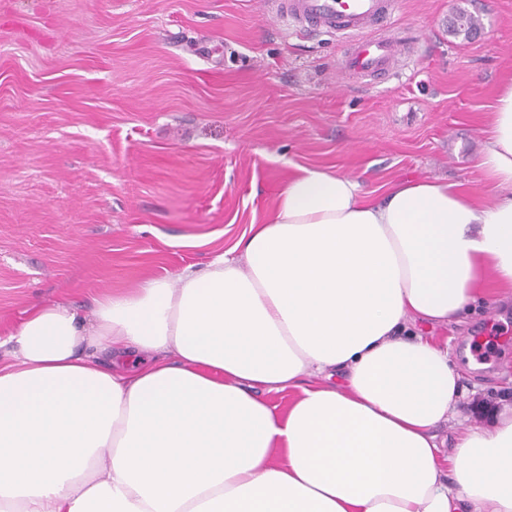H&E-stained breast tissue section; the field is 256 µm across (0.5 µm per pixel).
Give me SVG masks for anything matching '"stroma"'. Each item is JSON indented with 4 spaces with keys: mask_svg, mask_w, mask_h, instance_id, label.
Returning <instances> with one entry per match:
<instances>
[{
    "mask_svg": "<svg viewBox=\"0 0 512 512\" xmlns=\"http://www.w3.org/2000/svg\"><path fill=\"white\" fill-rule=\"evenodd\" d=\"M407 52L346 77L349 36L261 0H0V340L33 307L176 275L261 223L299 165L371 190L420 177L494 194L479 151L512 76V0H397ZM479 16L469 37L457 12ZM465 412L512 404V305L431 329Z\"/></svg>",
    "mask_w": 512,
    "mask_h": 512,
    "instance_id": "1",
    "label": "stroma"
}]
</instances>
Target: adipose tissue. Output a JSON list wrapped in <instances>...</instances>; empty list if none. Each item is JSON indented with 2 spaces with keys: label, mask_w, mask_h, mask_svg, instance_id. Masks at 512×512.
Segmentation results:
<instances>
[{
  "label": "adipose tissue",
  "mask_w": 512,
  "mask_h": 512,
  "mask_svg": "<svg viewBox=\"0 0 512 512\" xmlns=\"http://www.w3.org/2000/svg\"><path fill=\"white\" fill-rule=\"evenodd\" d=\"M480 165L481 202L300 166L202 264L89 318L32 308L0 361V512H512V406L462 424L422 334L512 300V77Z\"/></svg>",
  "instance_id": "adipose-tissue-1"
}]
</instances>
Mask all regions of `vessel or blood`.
<instances>
[{
  "label": "vessel or blood",
  "mask_w": 512,
  "mask_h": 512,
  "mask_svg": "<svg viewBox=\"0 0 512 512\" xmlns=\"http://www.w3.org/2000/svg\"><path fill=\"white\" fill-rule=\"evenodd\" d=\"M281 16L300 25L351 35L341 61L343 73L364 79L391 71L404 49L403 37L384 25L396 0H275Z\"/></svg>",
  "instance_id": "1"
}]
</instances>
